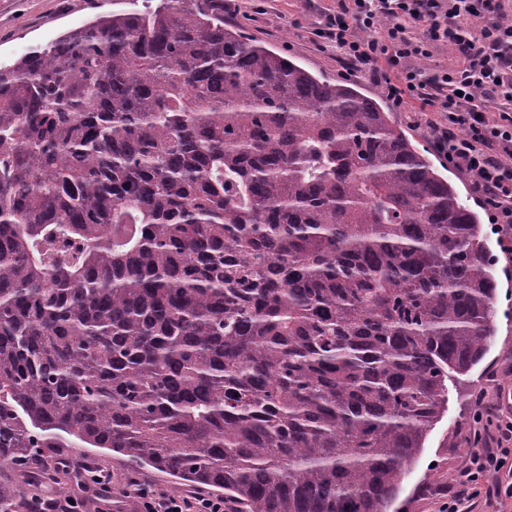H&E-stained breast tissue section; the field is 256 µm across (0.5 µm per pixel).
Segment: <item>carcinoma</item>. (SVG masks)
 Returning a JSON list of instances; mask_svg holds the SVG:
<instances>
[{
    "label": "carcinoma",
    "instance_id": "obj_1",
    "mask_svg": "<svg viewBox=\"0 0 512 512\" xmlns=\"http://www.w3.org/2000/svg\"><path fill=\"white\" fill-rule=\"evenodd\" d=\"M497 288L479 216L389 113L224 0L0 67L2 464L75 448L231 512H389Z\"/></svg>",
    "mask_w": 512,
    "mask_h": 512
}]
</instances>
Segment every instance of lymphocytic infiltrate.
<instances>
[{"instance_id": "f902f5d3", "label": "lymphocytic infiltrate", "mask_w": 512, "mask_h": 512, "mask_svg": "<svg viewBox=\"0 0 512 512\" xmlns=\"http://www.w3.org/2000/svg\"><path fill=\"white\" fill-rule=\"evenodd\" d=\"M416 22L425 29L415 35ZM323 35L396 104L408 96L438 104L445 121L434 127L436 145L488 198L500 242L512 254V16L502 0H338ZM439 43L464 64L425 77L420 64ZM490 101L500 106L493 121L485 111ZM469 440L473 450L441 490L438 512L479 503L490 510L512 497V482L499 476L501 462L512 456V410L481 395ZM132 492L138 512H225L219 495H176L139 479Z\"/></svg>"}]
</instances>
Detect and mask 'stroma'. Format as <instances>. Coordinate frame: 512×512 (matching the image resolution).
<instances>
[{
  "label": "stroma",
  "mask_w": 512,
  "mask_h": 512,
  "mask_svg": "<svg viewBox=\"0 0 512 512\" xmlns=\"http://www.w3.org/2000/svg\"><path fill=\"white\" fill-rule=\"evenodd\" d=\"M128 0H0V66L12 65L24 52L53 42L101 15L120 13ZM336 0H224V23L263 42L311 73L330 82L351 84L377 100L412 143L427 147L439 173L448 178L470 207L484 219L490 258L499 281L495 304V333L484 360L468 375L448 385V410L428 436L420 458L412 465L396 508L398 512H436L434 494L449 474L469 455L467 436L481 392L494 383L512 390V261L501 253L498 236L488 218L491 208L472 182L431 150L426 119L436 118L435 107L396 108L383 88L367 73L351 70L319 30ZM71 448H54L36 460L38 491L53 490L84 501L85 512H138L133 496L101 502L79 478L60 479L52 461L71 458Z\"/></svg>",
  "instance_id": "1"
}]
</instances>
